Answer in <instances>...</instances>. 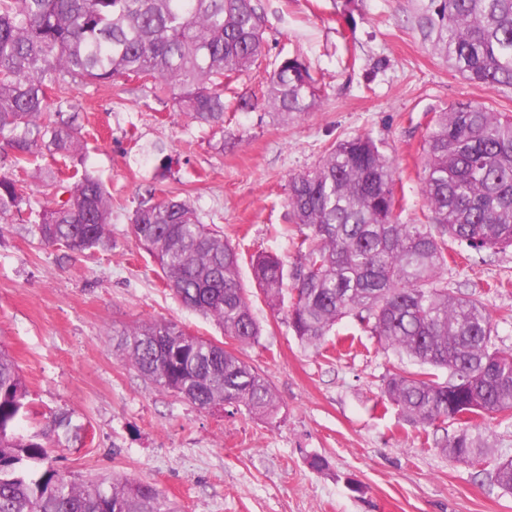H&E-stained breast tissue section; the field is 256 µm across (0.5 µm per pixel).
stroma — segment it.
I'll list each match as a JSON object with an SVG mask.
<instances>
[{
  "label": "stroma",
  "instance_id": "obj_1",
  "mask_svg": "<svg viewBox=\"0 0 512 512\" xmlns=\"http://www.w3.org/2000/svg\"><path fill=\"white\" fill-rule=\"evenodd\" d=\"M264 69L238 93L262 92L265 68L305 61L321 89L316 109L281 122L270 110H226L223 132L189 121L171 101L132 82L71 87L84 110L87 168L112 194V248L73 254L39 239L27 216L0 226V345L29 390L20 431L69 414L77 436L52 444L49 461L74 478L125 475L155 484L179 512H512V493L490 481L512 456V414L484 429L498 450L458 463L434 428L405 421L380 401L400 357L359 323L343 320L333 343L306 346L252 282L250 258L268 252L293 270L297 231L287 206L291 177L318 165L336 140L367 134L397 168L405 215L429 221L423 158L436 113L458 101L512 112V91L469 84L434 54L416 26L425 0H262ZM189 198L242 255L240 278L263 331L238 347L210 319L184 308L138 246L129 217L144 186ZM448 285L481 297L512 350V249L449 263ZM165 318L238 351L271 382L273 423L246 411L206 413L144 381L113 348V330ZM320 454L328 470L309 468ZM360 491H352V483Z\"/></svg>",
  "mask_w": 512,
  "mask_h": 512
}]
</instances>
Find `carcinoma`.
<instances>
[{
	"mask_svg": "<svg viewBox=\"0 0 512 512\" xmlns=\"http://www.w3.org/2000/svg\"><path fill=\"white\" fill-rule=\"evenodd\" d=\"M262 0H0V145L12 173L0 174V221L35 216L42 242L69 252L112 249V195L85 167L81 109L71 83L116 88L153 83L187 118L224 129V89L264 60ZM424 40L467 82L512 89V0H428ZM309 66L285 58L268 74L261 101L237 97L284 119L318 102ZM69 162L59 178L65 200L36 198L15 170L43 152ZM423 195L429 224H409L396 197V168L370 135L337 141L313 170L291 178L287 204L300 232L292 275L281 258L251 259L255 286L272 310L287 309L288 329L317 346L354 318L385 350L417 366L389 369L381 402L406 421L439 428L466 414L437 444L471 463L495 454L478 421L512 413V352L497 346L496 324L479 298L448 288V240L466 252L512 247V112L459 101L435 115L426 139ZM131 233L186 308L213 319L242 346L261 328L239 279L240 253L204 224L190 202L159 198L149 185L130 217ZM166 319L118 332L116 352L145 380L200 411L221 404L266 420L278 412L269 381L224 345ZM447 376L439 380L437 372ZM27 387L0 348V512H176L156 486L127 477L76 479L47 464L46 434L23 436ZM73 431L54 419L57 441ZM493 484L512 491V462Z\"/></svg>",
	"mask_w": 512,
	"mask_h": 512,
	"instance_id": "obj_1",
	"label": "carcinoma"
}]
</instances>
